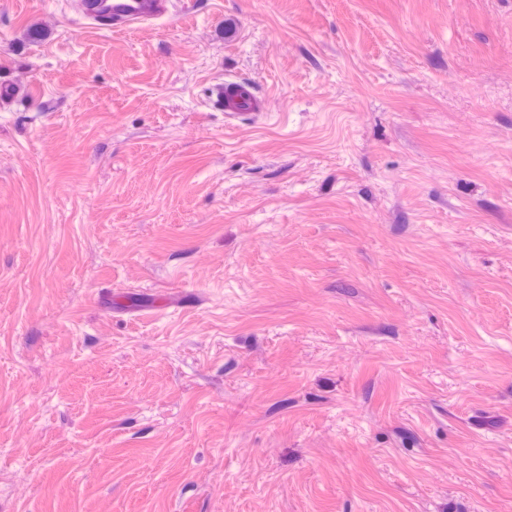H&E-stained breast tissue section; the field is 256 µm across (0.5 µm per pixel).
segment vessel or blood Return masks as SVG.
<instances>
[{"label":"vessel or blood","mask_w":512,"mask_h":512,"mask_svg":"<svg viewBox=\"0 0 512 512\" xmlns=\"http://www.w3.org/2000/svg\"><path fill=\"white\" fill-rule=\"evenodd\" d=\"M173 8V0H79L82 23L76 26L75 31L83 33L85 23L97 21L104 9L112 12L113 32L125 33L137 25L171 16ZM212 93L221 100L225 114L235 119L250 118L262 108L253 87L245 82L236 83L231 92L220 84L213 87Z\"/></svg>","instance_id":"vessel-or-blood-1"}]
</instances>
